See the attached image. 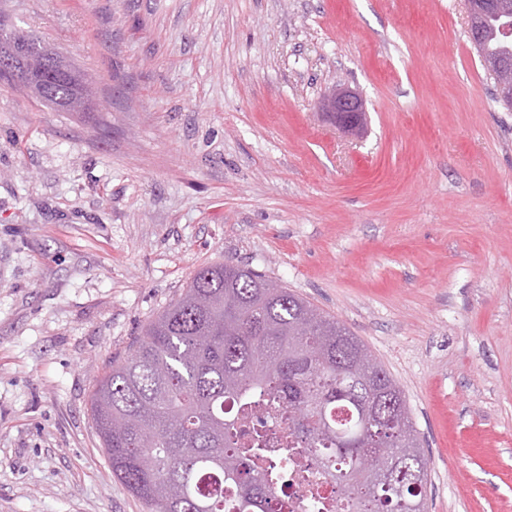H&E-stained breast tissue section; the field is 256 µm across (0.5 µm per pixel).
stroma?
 I'll list each match as a JSON object with an SVG mask.
<instances>
[{"label":"stroma","instance_id":"35a3bbf8","mask_svg":"<svg viewBox=\"0 0 512 512\" xmlns=\"http://www.w3.org/2000/svg\"><path fill=\"white\" fill-rule=\"evenodd\" d=\"M93 82H0V512H147L90 394L199 268L342 321L403 390L430 512H512V110L465 0H0ZM356 90L364 137L321 110Z\"/></svg>","mask_w":512,"mask_h":512}]
</instances>
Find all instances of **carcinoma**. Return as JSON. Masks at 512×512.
<instances>
[{
    "label": "carcinoma",
    "instance_id": "obj_1",
    "mask_svg": "<svg viewBox=\"0 0 512 512\" xmlns=\"http://www.w3.org/2000/svg\"><path fill=\"white\" fill-rule=\"evenodd\" d=\"M500 5H480L475 49L489 78L512 64ZM0 47L53 54L43 103L87 112L84 75L0 14ZM246 265L203 266L151 319L131 357L98 380L90 409L112 474L148 512H276L286 469L262 433L240 429L269 400L338 500L329 512H428L429 461L403 391L336 317Z\"/></svg>",
    "mask_w": 512,
    "mask_h": 512
}]
</instances>
